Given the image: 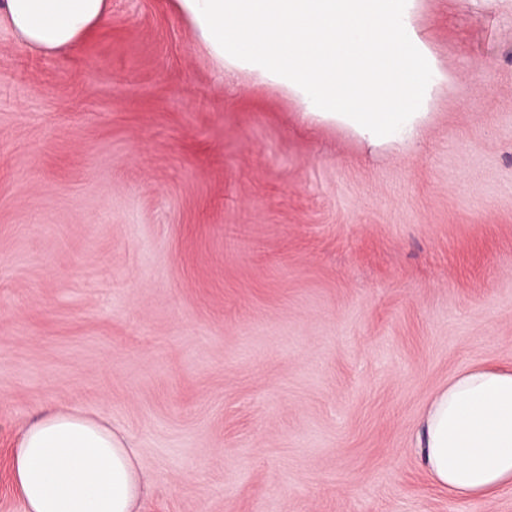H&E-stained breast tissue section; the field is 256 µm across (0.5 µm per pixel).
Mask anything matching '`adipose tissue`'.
<instances>
[{
	"instance_id": "ef3b65f1",
	"label": "adipose tissue",
	"mask_w": 512,
	"mask_h": 512,
	"mask_svg": "<svg viewBox=\"0 0 512 512\" xmlns=\"http://www.w3.org/2000/svg\"><path fill=\"white\" fill-rule=\"evenodd\" d=\"M218 73L245 72L295 97L310 123L374 142H411L438 74L406 0H171ZM109 0H0V23L27 47H72ZM422 465L455 498L512 485V369L472 366L433 394ZM13 485L26 512H138L150 480L124 435L83 412L46 410L20 427Z\"/></svg>"
}]
</instances>
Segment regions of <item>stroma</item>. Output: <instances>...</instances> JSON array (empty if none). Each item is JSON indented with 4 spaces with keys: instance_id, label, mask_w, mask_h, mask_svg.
<instances>
[{
    "instance_id": "1",
    "label": "stroma",
    "mask_w": 512,
    "mask_h": 512,
    "mask_svg": "<svg viewBox=\"0 0 512 512\" xmlns=\"http://www.w3.org/2000/svg\"><path fill=\"white\" fill-rule=\"evenodd\" d=\"M419 138L310 124L214 72L170 0L45 55L0 27V512L17 428L134 444L141 512H512L417 448L431 395L512 367V0H412Z\"/></svg>"
}]
</instances>
